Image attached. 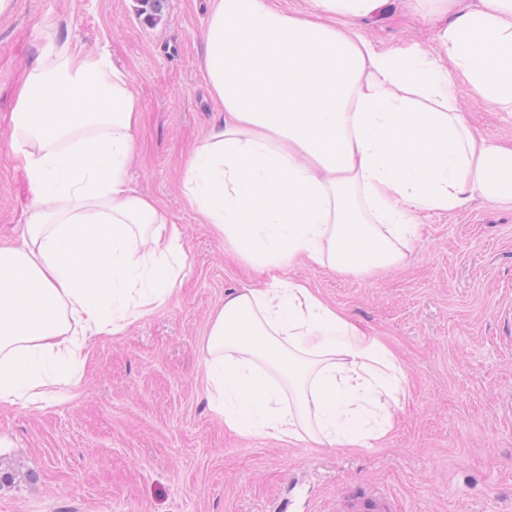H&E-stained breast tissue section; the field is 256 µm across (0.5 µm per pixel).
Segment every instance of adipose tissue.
Masks as SVG:
<instances>
[{
	"mask_svg": "<svg viewBox=\"0 0 512 512\" xmlns=\"http://www.w3.org/2000/svg\"><path fill=\"white\" fill-rule=\"evenodd\" d=\"M210 0L203 68L224 116L184 194L247 257L337 272L400 264L425 213L512 199V145L476 134L457 93L512 112V0L457 11L439 49H382L341 21L387 0ZM141 123L110 54L63 42L16 92L12 143L33 189L26 232L0 246V404L61 399L90 336L164 304L184 266L179 225L127 181ZM215 409L248 435L371 448L405 376L391 351L301 283L245 288L211 320Z\"/></svg>",
	"mask_w": 512,
	"mask_h": 512,
	"instance_id": "adipose-tissue-1",
	"label": "adipose tissue"
}]
</instances>
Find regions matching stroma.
Here are the masks:
<instances>
[{
  "instance_id": "35a3bbf8",
  "label": "stroma",
  "mask_w": 512,
  "mask_h": 512,
  "mask_svg": "<svg viewBox=\"0 0 512 512\" xmlns=\"http://www.w3.org/2000/svg\"><path fill=\"white\" fill-rule=\"evenodd\" d=\"M209 0H14L0 15V245L19 243L33 192L11 141L16 89L64 39L126 68L143 122L131 188L180 225L172 297L119 336H94L69 399L0 406V512H333L375 486L400 512H512V200L429 213L400 266L342 274L260 265L200 223L183 195L195 145L224 114L202 69ZM446 14L388 0L358 21L381 47L438 46ZM487 138L512 144V112L459 84ZM300 281L377 336L404 371L402 409L373 448L245 436L210 402L205 340L224 299Z\"/></svg>"
}]
</instances>
